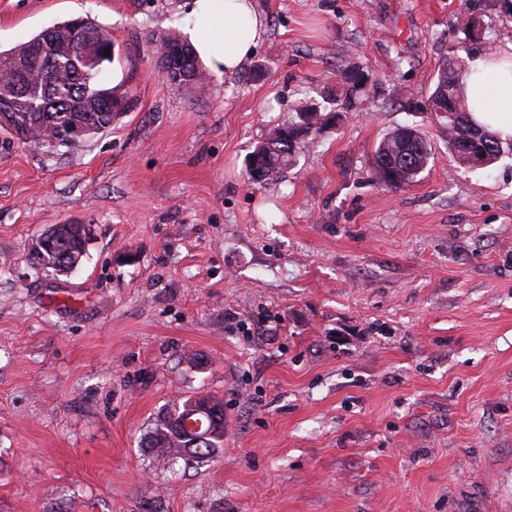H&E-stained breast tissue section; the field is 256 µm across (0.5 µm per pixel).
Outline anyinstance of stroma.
<instances>
[{"label":"stroma","instance_id":"1","mask_svg":"<svg viewBox=\"0 0 512 512\" xmlns=\"http://www.w3.org/2000/svg\"><path fill=\"white\" fill-rule=\"evenodd\" d=\"M193 0H0V51L76 17L108 30L129 105L79 148L0 131V512H512V155L460 165L424 105L470 6L257 0L267 33L205 93L173 90L154 34ZM348 64L380 96L309 134L280 183L246 159ZM417 127L414 185L371 175ZM87 224L82 263L29 261ZM224 404L201 464L146 448L175 399ZM396 127L385 133L375 146L372 174L378 184L390 189H402L417 182L428 167L431 149L422 134L410 127L409 134Z\"/></svg>","mask_w":512,"mask_h":512}]
</instances>
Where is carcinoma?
I'll return each instance as SVG.
<instances>
[{
    "label": "carcinoma",
    "mask_w": 512,
    "mask_h": 512,
    "mask_svg": "<svg viewBox=\"0 0 512 512\" xmlns=\"http://www.w3.org/2000/svg\"><path fill=\"white\" fill-rule=\"evenodd\" d=\"M456 23L465 37L479 41V24L468 11L460 12ZM55 28L57 40L71 37L70 49L42 58L39 53L42 35L39 34L9 53L0 52V73L9 75V80L0 84V94L10 90L15 77L14 65L35 67L26 93L13 98L9 108L14 126L23 133L20 141L49 149L67 145L71 122L86 125L93 136L112 125L128 105L126 95L114 88H104L99 82L103 66L114 60L112 34L85 19L65 21ZM167 41L187 47L193 60L189 79L174 83L172 87L204 90L208 75L199 66L191 44L171 32L160 33L155 39L160 48ZM467 74L468 67L458 53L444 58L427 108L437 117L440 134L460 164L469 165L474 161L490 166L504 154H512V138L502 139L473 119L464 94ZM377 96V87L368 81L361 66H346L336 90H329L322 96L323 104L301 106L294 120L269 130L267 138L255 146L248 157L249 179L257 184L279 181L296 162L304 140L303 131L320 132L335 121L338 113L350 112L356 108L357 101ZM48 107L56 115L53 123L45 119L44 110ZM430 159L429 144L417 129L405 135L402 128L396 127L385 133L375 146L372 174L378 184L387 188L410 187L428 167ZM49 231V247L39 265L63 273L76 269L91 240V225L55 224ZM205 404L209 405L211 432L207 443L197 445L181 420ZM146 447L184 461L212 457L224 447V403L205 395L175 401L158 416L148 434Z\"/></svg>",
    "instance_id": "1"
}]
</instances>
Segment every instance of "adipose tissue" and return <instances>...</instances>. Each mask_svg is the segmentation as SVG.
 I'll return each mask as SVG.
<instances>
[{
    "label": "adipose tissue",
    "mask_w": 512,
    "mask_h": 512,
    "mask_svg": "<svg viewBox=\"0 0 512 512\" xmlns=\"http://www.w3.org/2000/svg\"><path fill=\"white\" fill-rule=\"evenodd\" d=\"M193 14L195 25L188 32L189 40L197 55L219 74L239 70L267 31L255 0H195ZM490 75L500 87L494 97L484 92ZM465 94L475 102V121L501 138L512 137V42L497 52L495 62L483 56L471 62Z\"/></svg>",
    "instance_id": "1"
}]
</instances>
